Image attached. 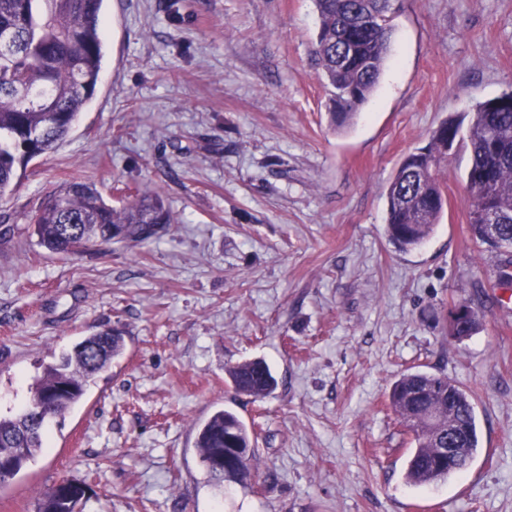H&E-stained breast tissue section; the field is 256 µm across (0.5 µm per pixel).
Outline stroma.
<instances>
[{"label":"stroma","mask_w":512,"mask_h":512,"mask_svg":"<svg viewBox=\"0 0 512 512\" xmlns=\"http://www.w3.org/2000/svg\"><path fill=\"white\" fill-rule=\"evenodd\" d=\"M97 92L54 153L0 201V413L62 351L115 327L126 350L50 423L0 512L87 482L85 512H512V288L468 234L466 145L441 172L448 205L403 253L386 192L444 120L512 91V0H401L379 83L333 130L312 60L314 0H104ZM65 180L116 200L158 192L177 221L139 247L72 257L30 238L27 214ZM485 294L478 331L448 311ZM267 362L264 398L227 368ZM473 395L469 467L405 480L411 434L389 406L403 373ZM251 432L254 481H206L197 426L219 409Z\"/></svg>","instance_id":"35a3bbf8"}]
</instances>
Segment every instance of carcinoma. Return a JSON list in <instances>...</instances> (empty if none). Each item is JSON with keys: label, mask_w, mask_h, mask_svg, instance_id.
I'll list each match as a JSON object with an SVG mask.
<instances>
[{"label": "carcinoma", "mask_w": 512, "mask_h": 512, "mask_svg": "<svg viewBox=\"0 0 512 512\" xmlns=\"http://www.w3.org/2000/svg\"><path fill=\"white\" fill-rule=\"evenodd\" d=\"M103 0H0V32L14 35L10 50H0V198L11 191L29 151L51 153L72 130L81 109L94 97L105 55ZM319 29L313 56L328 91V112L337 128L353 120L374 91L394 32L395 0H315ZM511 102H480L471 113L467 141L472 163L467 173L471 196L468 232L472 240L500 250L512 244V92ZM464 119L450 118L432 132L426 146L407 157L387 188L386 230L399 251L420 247L440 223L447 205L442 182L432 176L415 183L420 167L437 168L460 140ZM132 200L115 207L89 182L66 180L48 192L29 224L37 244L48 252L76 256L100 243L139 246L176 223L159 195L147 189L128 193ZM503 219L491 231L485 214ZM472 320L465 337L478 329L484 294L465 300ZM122 331L104 328L75 344L57 363L47 365L30 386L31 398L19 412L0 415V488L13 480L43 448L47 424L85 394L89 382L124 352ZM234 389L254 398L274 391L268 364L245 361L227 369ZM66 388L63 407L49 399ZM390 406L413 435L406 480L431 485L463 471L477 448L472 395L459 383L427 372L401 375L389 394ZM458 452L447 462L438 454L445 440ZM246 425L226 409L199 430L196 448L208 483H244L248 462L209 467L226 448H250ZM86 485L64 480L41 495L37 512H84Z\"/></svg>", "instance_id": "1"}]
</instances>
